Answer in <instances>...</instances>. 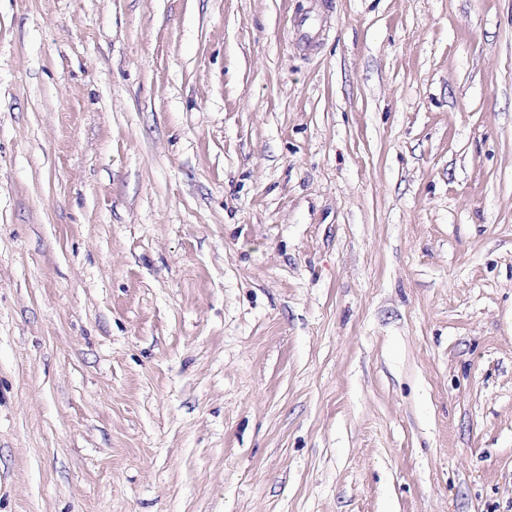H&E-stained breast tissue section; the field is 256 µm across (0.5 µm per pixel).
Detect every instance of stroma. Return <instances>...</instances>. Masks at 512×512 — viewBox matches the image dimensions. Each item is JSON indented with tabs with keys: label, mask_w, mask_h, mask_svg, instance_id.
Masks as SVG:
<instances>
[{
	"label": "stroma",
	"mask_w": 512,
	"mask_h": 512,
	"mask_svg": "<svg viewBox=\"0 0 512 512\" xmlns=\"http://www.w3.org/2000/svg\"><path fill=\"white\" fill-rule=\"evenodd\" d=\"M0 512H512V0H0Z\"/></svg>",
	"instance_id": "obj_1"
}]
</instances>
